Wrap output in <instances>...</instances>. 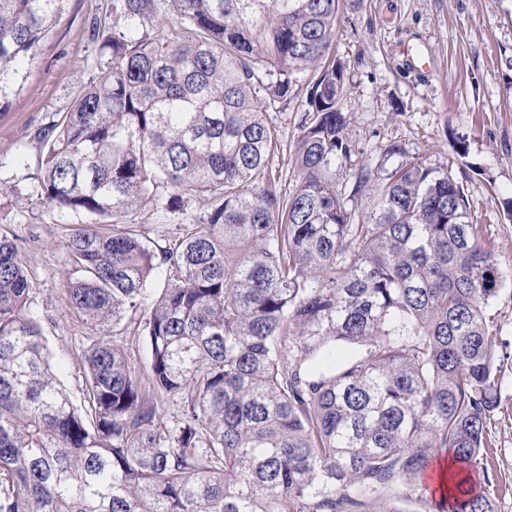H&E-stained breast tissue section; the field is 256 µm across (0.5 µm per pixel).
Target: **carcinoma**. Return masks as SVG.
<instances>
[{
  "mask_svg": "<svg viewBox=\"0 0 512 512\" xmlns=\"http://www.w3.org/2000/svg\"><path fill=\"white\" fill-rule=\"evenodd\" d=\"M68 0H0V111ZM340 0H110L88 77L35 133L30 195L75 228L65 292L108 340L80 416L46 354L19 237L0 235V512H497L470 469L505 358L502 273L463 188L423 161L348 186ZM168 19L159 33L157 22ZM313 72L288 196L266 114ZM155 251L118 225L178 217ZM368 200L361 214L350 207ZM164 271L160 295L150 285ZM179 404L169 424L162 402ZM447 454L458 465L422 483ZM115 339L128 348L129 366L132 372L143 375L148 361V350L142 338L138 340L136 336H115Z\"/></svg>",
  "mask_w": 512,
  "mask_h": 512,
  "instance_id": "cac0c4a2",
  "label": "carcinoma"
}]
</instances>
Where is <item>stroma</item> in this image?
<instances>
[{
  "mask_svg": "<svg viewBox=\"0 0 512 512\" xmlns=\"http://www.w3.org/2000/svg\"><path fill=\"white\" fill-rule=\"evenodd\" d=\"M107 0H69L27 70L22 89L0 113V234L21 237L44 321L45 343L75 409L87 412L84 361L98 338L71 309L64 279L72 230L28 185L40 158L35 132L66 111L87 76L89 27ZM329 59L344 65L348 94L341 106L355 151L336 170L337 183L361 167L380 172L384 150L401 146L402 161H425L451 172L470 200L472 220L495 255L504 286L489 313L496 351L512 355V0H340ZM311 83L302 78L287 107L271 109L277 129L272 162L281 193L293 184L292 158ZM466 155H458L457 142ZM488 445L474 465L499 483L497 512H512V368L501 375Z\"/></svg>",
  "mask_w": 512,
  "mask_h": 512,
  "instance_id": "1",
  "label": "stroma"
}]
</instances>
